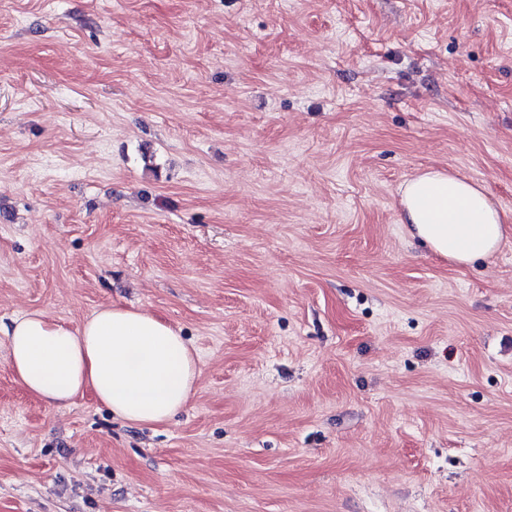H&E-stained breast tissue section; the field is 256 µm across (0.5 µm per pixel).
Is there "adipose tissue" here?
I'll use <instances>...</instances> for the list:
<instances>
[{
	"instance_id": "ef3b65f1",
	"label": "adipose tissue",
	"mask_w": 512,
	"mask_h": 512,
	"mask_svg": "<svg viewBox=\"0 0 512 512\" xmlns=\"http://www.w3.org/2000/svg\"><path fill=\"white\" fill-rule=\"evenodd\" d=\"M408 234L468 266L512 239V225L479 185L429 169L401 189ZM9 367L32 397L59 407L88 394L133 424L169 421L184 409L199 375L193 349L163 319L116 305L71 326L36 311L0 322Z\"/></svg>"
}]
</instances>
